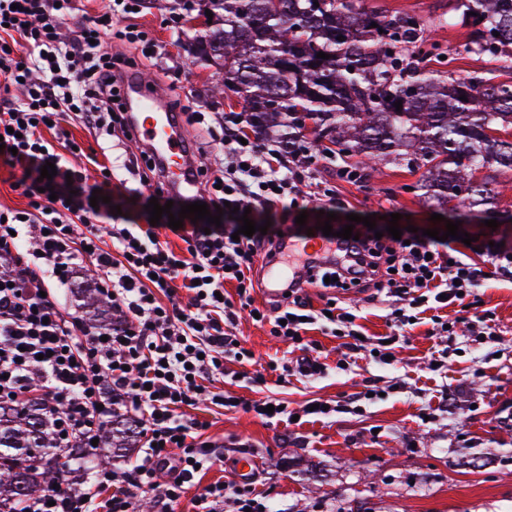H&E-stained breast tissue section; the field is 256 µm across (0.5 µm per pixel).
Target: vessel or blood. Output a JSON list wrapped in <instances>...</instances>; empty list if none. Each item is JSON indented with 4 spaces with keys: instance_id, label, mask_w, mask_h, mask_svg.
Listing matches in <instances>:
<instances>
[{
    "instance_id": "1",
    "label": "vessel or blood",
    "mask_w": 512,
    "mask_h": 512,
    "mask_svg": "<svg viewBox=\"0 0 512 512\" xmlns=\"http://www.w3.org/2000/svg\"><path fill=\"white\" fill-rule=\"evenodd\" d=\"M121 102L128 114L133 137L155 162L165 168L169 187L184 195L194 194L198 180L190 144L183 134L178 114L170 111L165 96L136 77L123 86ZM325 248V242L315 236L286 239L279 257L265 263L261 288L264 299L273 303L282 298V285L289 274L282 263L283 257L296 255L305 259L323 253Z\"/></svg>"
}]
</instances>
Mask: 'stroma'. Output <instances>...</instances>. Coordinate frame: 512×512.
<instances>
[{
  "label": "stroma",
  "instance_id": "stroma-1",
  "mask_svg": "<svg viewBox=\"0 0 512 512\" xmlns=\"http://www.w3.org/2000/svg\"><path fill=\"white\" fill-rule=\"evenodd\" d=\"M181 11L180 0H146L138 18L165 46L168 57L160 66H146L142 73L167 97L189 94L194 109L217 113L219 118H246L244 101L216 89L220 77L214 67L197 62L185 50L199 28L169 21ZM441 44L448 67L458 74L493 70L498 80L512 79V60L488 62L467 54L465 29L439 28L428 33ZM69 131L85 151L97 152L99 164L112 169L110 203L120 206L121 223L150 218L146 210L151 194L138 177L125 169L126 140L82 126ZM341 154L319 158L318 177L334 184L344 203L332 220L342 227L347 217L375 216L376 230H385L390 214H399L400 229H438L445 221H432L436 209L417 189L423 172L387 163L366 170L353 183L337 179ZM474 299L478 314L490 318L498 338L487 343L457 327L455 335L431 336V322L411 326L404 343L394 350L393 364H382L368 353H346L341 339L310 332L321 361L330 367L320 379L277 377L268 371L273 359H294L298 349L270 336L267 328L241 319L238 333L252 359L228 363L240 372L239 381L216 380V389L246 399L273 396L296 409L312 399L348 401L347 412L299 424L265 423L252 415L228 413L210 401L188 408L191 417L206 421L202 437L225 448L223 461L203 472L201 484L236 478L235 445L254 450L256 487L267 495L271 512H512V281H505L494 266ZM351 308L365 336L389 334L390 302L368 301L351 290L338 296ZM442 360L431 371V359ZM264 373L262 384L249 383ZM373 397H366V390ZM491 451L496 461L487 474L459 464L463 449Z\"/></svg>",
  "mask_w": 512,
  "mask_h": 512
}]
</instances>
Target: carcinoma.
<instances>
[{
	"label": "carcinoma",
	"instance_id": "1",
	"mask_svg": "<svg viewBox=\"0 0 512 512\" xmlns=\"http://www.w3.org/2000/svg\"><path fill=\"white\" fill-rule=\"evenodd\" d=\"M448 2V14L423 20L365 10L359 0H189L187 12L213 17L187 51L220 66L224 89L243 98L256 138L286 153L308 119L316 143L337 146L365 168L390 160L425 168L423 196L461 221L497 212L500 177L512 172V140L494 135L512 128V83L427 70L425 57L441 50L425 32L461 26L468 53L511 58L512 0ZM132 433L104 429L92 456L109 461ZM68 468L35 401L0 403V512H22L29 498L64 481Z\"/></svg>",
	"mask_w": 512,
	"mask_h": 512
}]
</instances>
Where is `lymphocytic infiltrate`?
Segmentation results:
<instances>
[{
    "label": "lymphocytic infiltrate",
    "instance_id": "1",
    "mask_svg": "<svg viewBox=\"0 0 512 512\" xmlns=\"http://www.w3.org/2000/svg\"><path fill=\"white\" fill-rule=\"evenodd\" d=\"M76 2L0 0V162L23 168L11 188L26 201L21 209L0 208V402L32 397L45 413H59L58 446L65 450L91 447L116 415L141 424L146 441L134 465L94 469L77 492L58 484L30 499L25 512H130L139 491L152 493L157 512H173L194 486L192 512H221L229 504L234 512H268L252 484L200 485L201 471L221 456L201 438L206 422L185 414L202 399L258 418L271 407L269 396L239 401L206 386L223 374L225 360L250 356L235 334L240 313L258 314L271 336L301 350V376H319L327 367L309 356V332L341 335L353 350L365 342L355 314L314 308L302 296L306 286H323L329 277L338 290H371L396 301L390 340L374 345L383 359L421 313L433 311L432 331L443 334L439 309L465 306L485 279V264L512 280V251L475 241L464 253L416 234L405 241L338 237L333 252L307 259L303 273L287 280L282 303L255 306L251 271L278 234L247 237L234 224H186L176 231L180 247H172L161 225L117 224L109 208L91 206L93 185L66 157L73 140H64L62 152L48 151L44 130L66 122L127 133L117 101L126 71L138 57L163 52L133 21L142 0H109L105 11L93 13L78 12ZM76 12L80 20L62 35L61 21ZM223 131L213 161L196 168L206 183L199 201L254 213L302 196L335 203L334 191L317 180V158L306 142L285 153L246 137L242 127L227 124ZM49 162L56 176L36 178ZM28 239L32 253H20ZM87 261L98 266L97 286L112 301L105 330L46 294L49 280L69 283Z\"/></svg>",
    "mask_w": 512,
    "mask_h": 512
}]
</instances>
